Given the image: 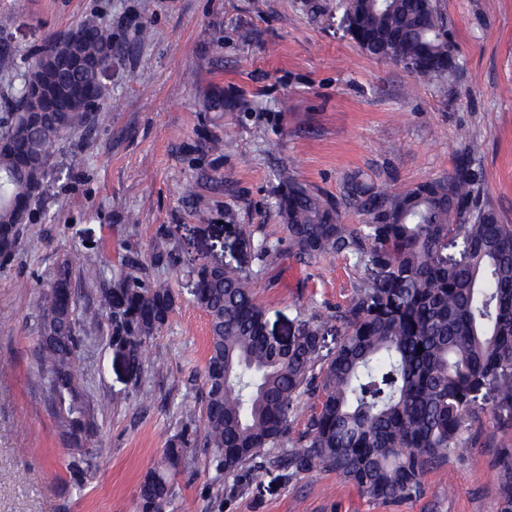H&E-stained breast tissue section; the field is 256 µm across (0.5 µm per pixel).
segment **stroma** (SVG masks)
<instances>
[{"label": "stroma", "mask_w": 512, "mask_h": 512, "mask_svg": "<svg viewBox=\"0 0 512 512\" xmlns=\"http://www.w3.org/2000/svg\"><path fill=\"white\" fill-rule=\"evenodd\" d=\"M0 0V37L17 63L44 38L95 16L122 37L88 127L53 147L47 176L0 258V512H138L136 491L187 416L200 415L209 321L196 303V262L256 268L268 333L299 315L346 306L370 273L341 255L288 253L275 175L336 198L347 175L403 190L448 176L467 140L484 197L512 224V0H436L461 68L445 88L413 87L401 66L363 52L339 26L340 0ZM232 135L224 152L212 140ZM96 267V282L82 271ZM167 281L175 310L150 359L132 367L112 342L106 304L132 267ZM69 269L80 321L75 369L92 427L81 480L37 361L38 302ZM496 424L427 471L420 495L364 494L333 472L236 485L194 448L165 512H497Z\"/></svg>", "instance_id": "1"}]
</instances>
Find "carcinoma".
<instances>
[{"instance_id": "obj_1", "label": "carcinoma", "mask_w": 512, "mask_h": 512, "mask_svg": "<svg viewBox=\"0 0 512 512\" xmlns=\"http://www.w3.org/2000/svg\"><path fill=\"white\" fill-rule=\"evenodd\" d=\"M342 21L369 55L401 65L417 85H443L460 69L433 0H351ZM75 35L70 51L65 33L35 46L6 101L14 115L0 145V232L11 253L18 244L12 198L26 196L49 148L105 95L98 71L112 56V26L91 17ZM480 154L470 140L452 174L404 191L353 173L334 202L278 171L288 251L306 262L342 254L383 276L359 286L336 313L297 319L283 348L267 339L266 310L254 294L261 270L197 264L195 300L210 325L201 421L187 417L155 467L159 478L145 475L140 512H163L172 479L199 442L217 469L248 485L273 470L284 482L333 471L396 501L417 495L424 473L467 444L466 425L480 415L512 432V225L484 199ZM347 208L363 224L344 223ZM72 298L65 268L42 296L37 358L55 416L76 442L89 423L74 368ZM174 306L165 282L132 273L115 282L114 341L134 366ZM316 390L319 411L295 437L294 405ZM499 470L498 512H512V454Z\"/></svg>"}]
</instances>
